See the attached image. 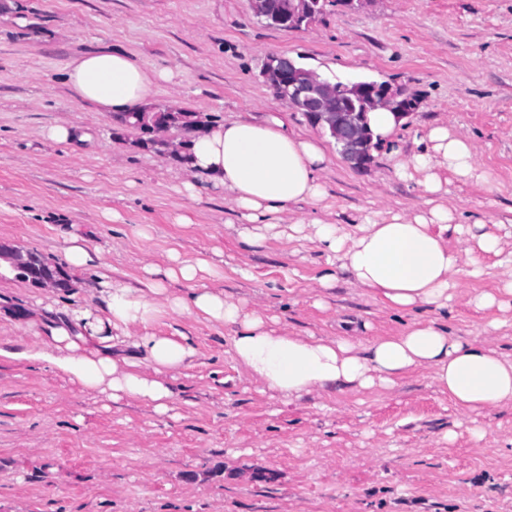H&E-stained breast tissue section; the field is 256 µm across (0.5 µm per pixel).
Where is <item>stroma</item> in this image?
I'll use <instances>...</instances> for the list:
<instances>
[{
  "label": "stroma",
  "instance_id": "stroma-1",
  "mask_svg": "<svg viewBox=\"0 0 512 512\" xmlns=\"http://www.w3.org/2000/svg\"><path fill=\"white\" fill-rule=\"evenodd\" d=\"M26 24L0 8V247L35 251L67 268V237L103 249L113 279L142 287L144 268L208 260L205 284L261 311L270 328L360 343L396 336L440 317L457 336H484L512 355V310L475 309L512 271L481 259L460 277L447 313L398 312L339 274L319 285L325 253L312 228L262 246L242 242L219 195L179 193L175 160L141 147L142 132L79 103L65 80L73 56L120 47L146 69L170 67L154 107L179 99L212 118L279 114L288 131L323 139V219L353 231L376 212L425 208L398 158L417 151L431 124L467 136L482 182L449 179L447 200L463 222L512 250V0H364L326 6L308 27L283 31L257 18L249 0H19ZM281 54L333 81H388L415 100L391 147L349 164L333 138L277 100L260 70ZM74 123L94 135L76 152L45 128ZM119 221H109V212ZM184 214L188 223H176ZM0 274V348L44 343L36 299ZM500 326L490 334L491 320ZM152 333L189 336L194 356L171 372L170 409L111 401L58 372L0 356V512H512V405L461 413L427 370L392 388L315 390L293 402L245 375L234 328L165 314Z\"/></svg>",
  "mask_w": 512,
  "mask_h": 512
}]
</instances>
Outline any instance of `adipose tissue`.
<instances>
[{"label":"adipose tissue","instance_id":"1","mask_svg":"<svg viewBox=\"0 0 512 512\" xmlns=\"http://www.w3.org/2000/svg\"><path fill=\"white\" fill-rule=\"evenodd\" d=\"M172 80L170 69L146 70L119 49L82 53L65 68L75 99L115 114L148 111L159 84ZM423 141L425 150L399 163L398 170L404 176L420 174L428 196L425 211L368 218L352 233L317 218L312 221L317 247L338 261L355 287L373 292L397 311L446 310L458 277L479 275L481 256L501 253L499 237L484 233L482 220L462 225L444 202L441 171L463 180L478 178L473 144L444 126L429 127ZM184 152L188 159L180 165L183 192L195 200L210 193L222 195L238 213L239 236L249 245L276 236L284 223L301 231L303 220L285 219L289 205L317 204L326 196L321 174L328 155L322 140L288 132L276 116L208 125ZM452 231L476 240V249L449 248ZM209 269L204 259L182 261L158 280L150 265L146 271L152 279L143 289L100 275L90 303L44 322L50 345L32 344L17 356L50 363L84 390L113 401L149 402L164 413L172 397L167 373L194 354L188 338L146 331L134 343L139 351L135 358L114 353L113 340L115 333H127L135 324L147 327L170 311L234 326V354L244 372L289 401L315 389L392 387L398 378L423 368L459 411L512 404V358L486 343L452 335L436 320L414 321L401 335L366 346L347 338L278 333L268 328L261 312L245 309L203 283L201 275ZM179 279L186 282L185 291L169 294L167 281Z\"/></svg>","mask_w":512,"mask_h":512}]
</instances>
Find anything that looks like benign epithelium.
I'll use <instances>...</instances> for the list:
<instances>
[{"label":"benign epithelium","instance_id":"7a95c632","mask_svg":"<svg viewBox=\"0 0 512 512\" xmlns=\"http://www.w3.org/2000/svg\"><path fill=\"white\" fill-rule=\"evenodd\" d=\"M326 4L327 0H292L288 14L276 17L270 11L269 0H250L256 17L272 19L277 28L285 31L302 28L316 12L324 11ZM261 74L278 99L307 113L317 123L327 122L344 157L357 166L370 159L371 136L344 93L355 94L368 106L407 111L408 98L388 82L359 81L347 87L338 86L321 79L313 70L296 66L294 60L285 55L270 57Z\"/></svg>","mask_w":512,"mask_h":512}]
</instances>
